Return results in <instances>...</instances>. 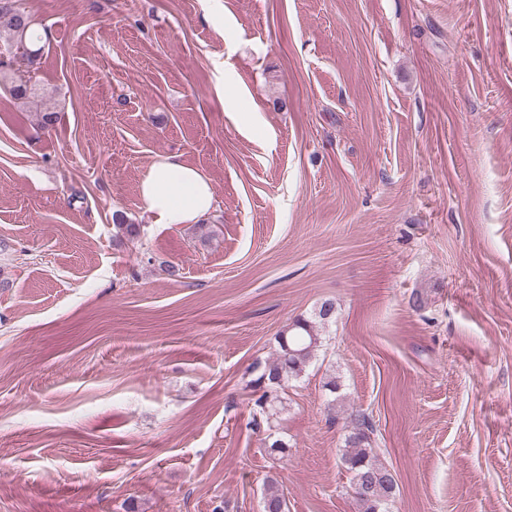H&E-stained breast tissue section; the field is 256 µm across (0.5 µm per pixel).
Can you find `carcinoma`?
I'll return each mask as SVG.
<instances>
[{"label":"carcinoma","mask_w":512,"mask_h":512,"mask_svg":"<svg viewBox=\"0 0 512 512\" xmlns=\"http://www.w3.org/2000/svg\"><path fill=\"white\" fill-rule=\"evenodd\" d=\"M1 39L6 41L10 51L19 48L28 51V65L34 63L39 54V51L30 49L29 44L40 41V38L34 37L29 16L19 7L17 0H0ZM0 83L9 84L10 92L18 98L26 97L31 91V86L24 82L22 71L11 60H0ZM334 314V302H321L311 318L298 319L280 333L275 359L251 367L256 378L250 384L265 389L255 401L260 415L270 417L276 414V406L270 400L268 391L277 390L289 378L297 377L305 371L321 346L319 326L326 324ZM350 417L354 427L346 438L348 449L342 456L343 463L352 473V484H358L366 476L372 479L368 493H356L354 499L360 512H386L385 505L395 493V479L373 458L370 439L372 427L367 418L359 413H352ZM263 509L264 512H286V500L272 483L264 494Z\"/></svg>","instance_id":"obj_1"}]
</instances>
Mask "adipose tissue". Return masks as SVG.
Here are the masks:
<instances>
[{
    "label": "adipose tissue",
    "mask_w": 512,
    "mask_h": 512,
    "mask_svg": "<svg viewBox=\"0 0 512 512\" xmlns=\"http://www.w3.org/2000/svg\"><path fill=\"white\" fill-rule=\"evenodd\" d=\"M139 191L154 224H194L216 205L209 180L176 154L156 158L141 179Z\"/></svg>",
    "instance_id": "1"
}]
</instances>
